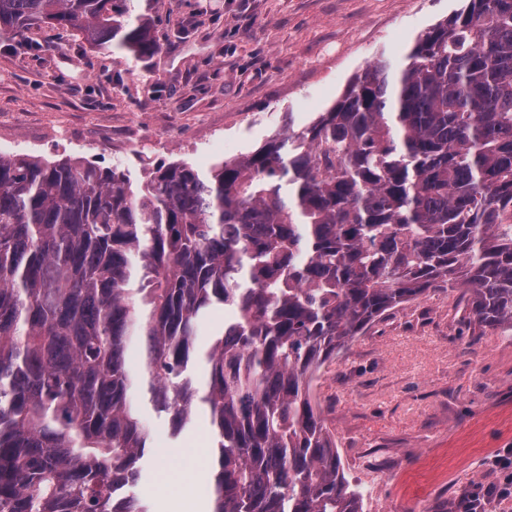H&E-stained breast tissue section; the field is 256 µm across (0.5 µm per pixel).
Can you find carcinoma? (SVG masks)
<instances>
[{"mask_svg": "<svg viewBox=\"0 0 512 512\" xmlns=\"http://www.w3.org/2000/svg\"><path fill=\"white\" fill-rule=\"evenodd\" d=\"M114 2L0 0V40L51 26L131 64L159 52ZM407 59L207 169L0 153V512H150L130 493L152 441L134 338L171 437L208 414L212 512H362L322 365L429 290L463 289V319L512 332V0H466ZM224 322V311H216L211 314L198 329L195 336V347L197 352L205 351L209 348L214 337L213 334Z\"/></svg>", "mask_w": 512, "mask_h": 512, "instance_id": "1", "label": "carcinoma"}]
</instances>
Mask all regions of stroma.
Segmentation results:
<instances>
[{
	"instance_id": "stroma-1",
	"label": "stroma",
	"mask_w": 512,
	"mask_h": 512,
	"mask_svg": "<svg viewBox=\"0 0 512 512\" xmlns=\"http://www.w3.org/2000/svg\"><path fill=\"white\" fill-rule=\"evenodd\" d=\"M463 6L134 0L155 36L187 32L131 67L72 32L36 28L33 50L0 43V153L206 169L309 125L367 64L404 62L418 33ZM461 295L430 292L397 308L320 370L316 394L363 512H456L466 491L502 479L489 460L512 448V335L477 334ZM130 396L158 443L135 495L151 512H170L184 490L211 504L207 415L174 439L140 387Z\"/></svg>"
}]
</instances>
